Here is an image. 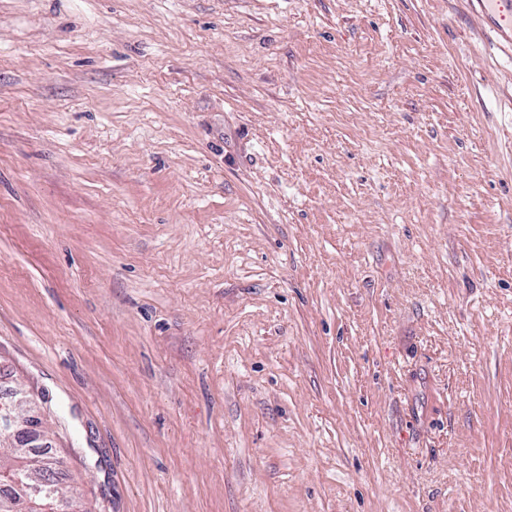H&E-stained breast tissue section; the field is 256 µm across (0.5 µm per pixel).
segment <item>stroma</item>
I'll return each instance as SVG.
<instances>
[{
	"instance_id": "obj_1",
	"label": "stroma",
	"mask_w": 512,
	"mask_h": 512,
	"mask_svg": "<svg viewBox=\"0 0 512 512\" xmlns=\"http://www.w3.org/2000/svg\"><path fill=\"white\" fill-rule=\"evenodd\" d=\"M86 512H512V58L466 0H0V389Z\"/></svg>"
}]
</instances>
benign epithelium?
<instances>
[{"label":"benign epithelium","instance_id":"benign-epithelium-1","mask_svg":"<svg viewBox=\"0 0 512 512\" xmlns=\"http://www.w3.org/2000/svg\"><path fill=\"white\" fill-rule=\"evenodd\" d=\"M43 411L26 392L0 394V439L22 441L28 448L45 447L39 430ZM12 509L21 512H79L78 500L71 491H61L51 484V476L41 478L19 471L9 480Z\"/></svg>","mask_w":512,"mask_h":512}]
</instances>
